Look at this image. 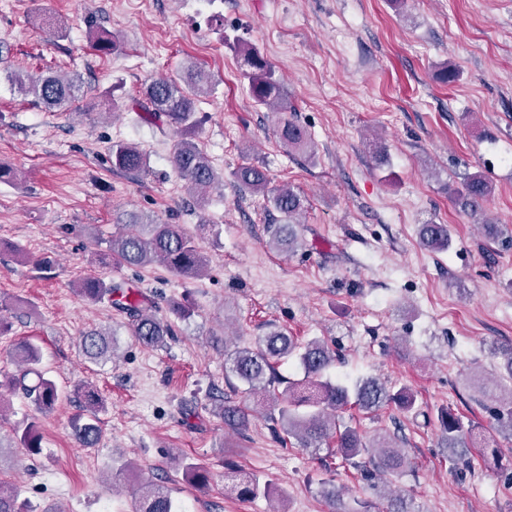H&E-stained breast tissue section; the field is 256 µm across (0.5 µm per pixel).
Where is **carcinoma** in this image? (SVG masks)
Here are the masks:
<instances>
[{
  "label": "carcinoma",
  "instance_id": "carcinoma-1",
  "mask_svg": "<svg viewBox=\"0 0 512 512\" xmlns=\"http://www.w3.org/2000/svg\"><path fill=\"white\" fill-rule=\"evenodd\" d=\"M91 48L101 54L118 50L115 36L103 32L89 34ZM245 74L249 79V94L253 101L280 113L275 126L279 142L289 151L314 157V143L307 130L286 117L288 102L283 89L270 64L255 50L244 51L241 56ZM7 80L19 92L32 97L43 108L54 111L68 108L81 90L75 77L47 74L32 77L14 72ZM212 90L209 75L194 64L185 67L182 80L177 82L165 78L155 79L144 85L143 101L136 105L145 115L155 121L165 120L178 135L172 155V164L179 175L188 181L195 192L197 206L205 208L212 192L223 186V180L207 156L198 148L195 137L201 125L196 116L195 98L207 95ZM112 168L122 172H142L148 168L146 155L134 144L125 141L112 143L110 149ZM234 179L242 191L258 194L267 200L275 212L268 224L267 246L278 254H291L303 247L296 224L304 210V199L290 188L270 187L266 170L261 165L246 163L234 172ZM492 191L491 185L481 174L470 175L457 186H448V195L458 207L472 216L485 213L484 204ZM486 237L503 250H512V230L499 226L489 219L482 221ZM127 231L108 241V252L112 262L118 265L143 267L156 260L165 263L171 270L186 278L202 276L207 271L203 247L199 240L186 232L179 224L162 223L154 219L147 221L136 213L129 216ZM422 245L432 251L448 248L450 234L448 225L428 222L419 227ZM78 293L90 302L106 298L113 305L126 311L131 318L132 335L146 347L162 346L166 337L172 335L170 325L152 312L147 296L138 291H125L119 285L108 284L97 278L83 280ZM86 357L98 362L114 353L116 341L99 331L87 332L81 340ZM494 351L502 359L503 375L500 387H508V398L499 401L491 410L500 431L512 438V345L497 346ZM298 356L304 377L293 381L283 377L278 367L293 356ZM12 357L19 367L18 373L0 379V397L3 389H19L31 399L36 410L48 413L54 410L60 392L54 380L42 370L41 347L23 340L16 344ZM336 360L335 352L324 342L311 340L301 344L284 329L273 326L253 347H244L226 355V374L248 386L249 393L266 391L283 386L272 400L278 411L281 429L294 437L304 448L316 451L323 446L336 444V453L352 460L368 451L358 431L346 426L339 430L333 426L328 415L347 406L361 411L373 412L393 404L402 411L414 408V393L403 387L395 392L389 390L375 378H366L349 387L326 378ZM81 407L89 412L74 416L71 420L72 434L76 441L91 447L101 435L100 420L96 409L103 406L95 392L82 386L75 389ZM224 424L231 427L244 425L248 407L244 403L226 401L219 405ZM437 420L448 447L460 449L465 455L470 448L485 453L488 440L475 433L474 425L464 423L463 417L452 412H440ZM15 446L29 454L41 450L39 425L32 420L15 431ZM408 465L407 459L393 445L392 440L381 437L375 442L372 468L362 470V476L372 480L380 475L402 474ZM184 478L193 487L204 490L209 484V475L200 465L191 464L183 468ZM268 495L269 487L260 485L254 477L243 478L238 485V495L255 499ZM0 512H27L26 502L20 499L15 487H5L0 482ZM132 512H179L171 494L164 484L147 481L137 491L136 505Z\"/></svg>",
  "mask_w": 512,
  "mask_h": 512
}]
</instances>
